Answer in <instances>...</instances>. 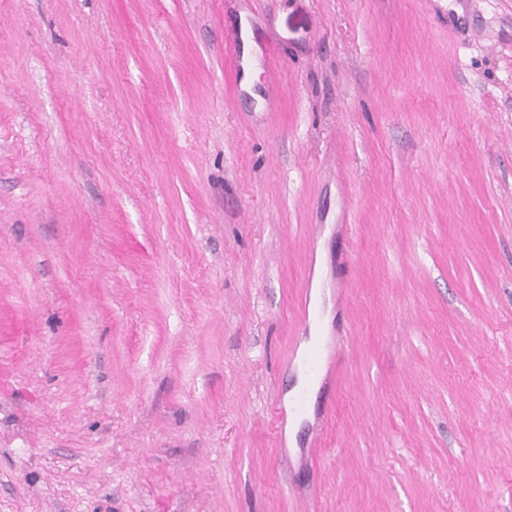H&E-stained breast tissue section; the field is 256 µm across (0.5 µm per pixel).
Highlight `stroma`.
Listing matches in <instances>:
<instances>
[{
	"label": "stroma",
	"instance_id": "stroma-1",
	"mask_svg": "<svg viewBox=\"0 0 512 512\" xmlns=\"http://www.w3.org/2000/svg\"><path fill=\"white\" fill-rule=\"evenodd\" d=\"M0 512H512V0H0ZM305 351H304V345H302L300 347V350H299V365L302 369V372H303V378H302V384H301V387H300V384H298L297 386H295L291 393H287L286 394V402L288 404L289 402V396L291 397H299L302 393H303V390L304 389H309L310 388V385H309V376L308 374L312 377V378H315L317 375H319L323 369V360H324V353L322 351V349L318 346H313L307 353H306V356H305V361H304V364L306 366V368L304 367L303 365V362H302V357L304 355ZM306 370H307V373L306 374Z\"/></svg>",
	"mask_w": 512,
	"mask_h": 512
}]
</instances>
